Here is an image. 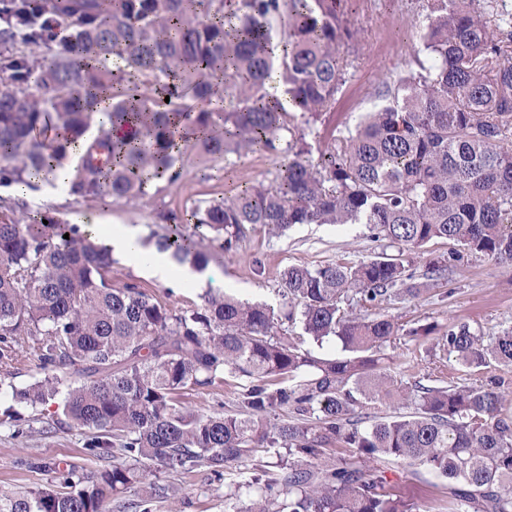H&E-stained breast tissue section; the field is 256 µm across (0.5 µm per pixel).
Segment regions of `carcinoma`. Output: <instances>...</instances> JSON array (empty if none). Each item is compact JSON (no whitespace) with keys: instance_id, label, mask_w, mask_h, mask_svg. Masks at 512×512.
<instances>
[{"instance_id":"carcinoma-1","label":"carcinoma","mask_w":512,"mask_h":512,"mask_svg":"<svg viewBox=\"0 0 512 512\" xmlns=\"http://www.w3.org/2000/svg\"><path fill=\"white\" fill-rule=\"evenodd\" d=\"M412 59L375 88L355 131L311 157L305 132L346 85L354 32L343 0H0V185L69 176L80 197L131 200L147 184L206 177L230 155L280 159L269 186L198 207L196 228L230 251L250 230L363 224L384 250L358 263L290 266L278 315L207 293L194 308L112 281L91 232L0 196V358L39 376L0 394L65 424L110 460L59 482L0 493V512H112L159 469L236 475L231 512H428L389 489L390 463L448 480L454 512H512V398L504 382L403 387L382 370L401 331L383 313L446 280L465 260L512 262V12L499 0H422ZM112 99L102 128L66 169L69 145ZM157 250L205 270L161 211ZM69 238H63V235ZM448 242L417 281L415 255ZM300 327L284 333V322ZM337 353L310 348L326 341ZM463 367L512 368V327L467 323L436 337ZM233 383L236 412L199 413L189 387ZM406 402L407 415L378 405ZM287 408L282 419L277 410ZM257 448L275 460L249 467ZM342 448L345 455H331ZM251 498L238 505L240 494Z\"/></svg>"}]
</instances>
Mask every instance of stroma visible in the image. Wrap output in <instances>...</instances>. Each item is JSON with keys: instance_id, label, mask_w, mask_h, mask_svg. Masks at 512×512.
<instances>
[{"instance_id": "35a3bbf8", "label": "stroma", "mask_w": 512, "mask_h": 512, "mask_svg": "<svg viewBox=\"0 0 512 512\" xmlns=\"http://www.w3.org/2000/svg\"><path fill=\"white\" fill-rule=\"evenodd\" d=\"M344 11L348 25L357 33L350 48L353 66L333 109L318 119L313 134L306 137L315 155L327 149L334 137L354 129L373 107V92L379 81L395 75L411 59L426 24L420 0H347ZM278 164L276 157L260 152L233 156L218 164L211 178L189 175L174 187L158 182L148 188L146 195L130 202L57 194L45 186L28 191L25 201L29 210H50L69 224L80 225L92 217L100 224L135 225L145 237L157 229L160 211L171 210L186 218L197 206L230 196L237 189L259 183L271 185ZM379 250L378 242L370 238L362 224H303L283 236L259 227L237 248L215 251L204 272V286L276 307L281 302L278 289L284 269L357 262ZM112 277L118 283L137 282L170 306L190 308L200 302L199 289L161 285L121 262L113 265ZM386 313L407 328L431 323L443 331L448 326L467 323L495 333L500 327L512 326V262L471 258L430 293L396 301ZM432 346L429 339L397 337L386 350L388 372L407 384L427 373L461 383L474 381V373L455 358L442 360L433 356ZM20 413L23 434H16L12 426L0 425V492L24 491L50 483L60 466L87 472L102 468V461L86 448L85 431L58 426L55 404L35 410L24 407ZM31 458L43 460L44 468H29L27 461ZM387 477L396 491L425 503L429 512H451L446 480L423 467L392 463ZM153 482L166 487L167 495L154 499L149 489L140 490V497L150 498L152 512H228L225 496L232 493L233 487L207 467L188 474L163 469L157 471Z\"/></svg>"}]
</instances>
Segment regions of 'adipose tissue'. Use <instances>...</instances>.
Segmentation results:
<instances>
[{"label":"adipose tissue","mask_w":512,"mask_h":512,"mask_svg":"<svg viewBox=\"0 0 512 512\" xmlns=\"http://www.w3.org/2000/svg\"><path fill=\"white\" fill-rule=\"evenodd\" d=\"M112 258L139 268L163 284L197 285L198 276L189 268L177 266L171 257L151 247L142 246L139 232L131 225H116L101 237Z\"/></svg>","instance_id":"adipose-tissue-1"}]
</instances>
